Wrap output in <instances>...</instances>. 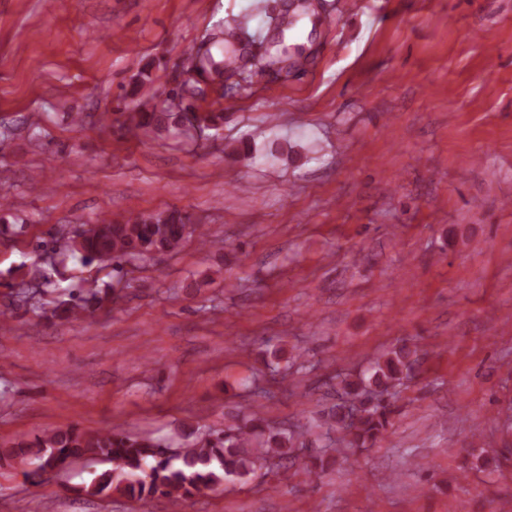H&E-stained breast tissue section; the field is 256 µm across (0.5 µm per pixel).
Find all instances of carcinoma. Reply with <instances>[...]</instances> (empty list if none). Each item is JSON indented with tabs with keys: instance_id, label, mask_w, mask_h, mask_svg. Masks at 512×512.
<instances>
[{
	"instance_id": "cac0c4a2",
	"label": "carcinoma",
	"mask_w": 512,
	"mask_h": 512,
	"mask_svg": "<svg viewBox=\"0 0 512 512\" xmlns=\"http://www.w3.org/2000/svg\"><path fill=\"white\" fill-rule=\"evenodd\" d=\"M239 41L219 42V52L211 49L196 53L197 74L209 72L223 77L224 71L238 69L244 60ZM184 125L180 113L135 112L128 114L130 132H161L170 125ZM197 236L207 243L206 233L177 210L130 216L123 221L100 219L83 233L61 242L58 256H77L82 262L110 260L120 269L136 260L152 258L178 249L182 243ZM62 272L57 260L39 270L40 284L58 287ZM112 301V294L92 283L57 305L54 315L69 318L82 311H95ZM417 350L401 345L379 356L370 370L355 378L341 380V403L331 408L329 420L344 432L345 448H370L385 439L393 427L396 412L391 390L409 375L416 363ZM233 423L218 431H190L188 441L176 450L149 435L131 436L116 428L88 431L77 426L58 427L28 439L16 438L9 449L0 453L37 477L46 469L56 470L69 460L87 458L110 462L113 467L94 474L79 488L89 496L117 493L147 501L159 494L172 503L215 490L230 477H243L272 458L280 460L296 448L313 445L304 430L280 431L262 426L255 414L232 417ZM311 475L323 472L332 456L320 448L312 455Z\"/></svg>"
}]
</instances>
